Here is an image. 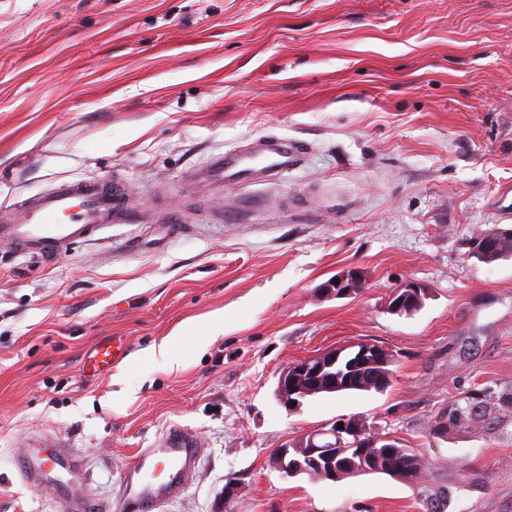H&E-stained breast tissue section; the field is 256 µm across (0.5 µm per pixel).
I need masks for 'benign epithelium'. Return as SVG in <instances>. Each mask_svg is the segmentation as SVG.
<instances>
[{
	"mask_svg": "<svg viewBox=\"0 0 512 512\" xmlns=\"http://www.w3.org/2000/svg\"><path fill=\"white\" fill-rule=\"evenodd\" d=\"M339 283L328 281L324 285L326 295L336 298H346L354 295L363 286V280L358 272L352 270L336 275ZM425 288L415 282H408L393 292L389 309L398 311L413 303L423 302ZM345 355L356 356V364L365 367L370 361L378 358L381 351L376 344L359 342L307 357L287 368L279 375L275 394L284 406L295 409L302 400L319 392L322 388L336 387V377L332 369L336 361ZM343 428H338V424ZM364 442V429L357 424H350L347 419L332 422L324 427L302 435L301 446L305 447L304 456L308 464L328 469L336 468V449L354 448ZM294 443L287 441L280 445L275 456V467L286 477H294L309 472L305 467L288 468V455Z\"/></svg>",
	"mask_w": 512,
	"mask_h": 512,
	"instance_id": "7a95c632",
	"label": "benign epithelium"
}]
</instances>
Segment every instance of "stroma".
Returning <instances> with one entry per match:
<instances>
[{
	"instance_id": "35a3bbf8",
	"label": "stroma",
	"mask_w": 512,
	"mask_h": 512,
	"mask_svg": "<svg viewBox=\"0 0 512 512\" xmlns=\"http://www.w3.org/2000/svg\"><path fill=\"white\" fill-rule=\"evenodd\" d=\"M302 144L282 176L216 186L213 157ZM259 165L258 156L249 158ZM120 180L137 214L52 264L0 244V512H62L19 457L50 435L80 461L91 512H120L122 473L170 429L203 452L151 512H423L382 474L283 476L275 450L357 415L482 483L448 512H512V443L428 434L459 390L512 381V257L471 256L512 228V0H0V205L61 182ZM359 271L356 295L324 284ZM408 281L422 308L390 313ZM179 337L178 369L153 345ZM128 345L108 376L101 343ZM397 359L384 392L291 410L281 371L331 347Z\"/></svg>"
}]
</instances>
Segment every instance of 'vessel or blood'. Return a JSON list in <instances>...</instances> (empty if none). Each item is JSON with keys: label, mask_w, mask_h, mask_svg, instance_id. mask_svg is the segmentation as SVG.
<instances>
[{"label": "vessel or blood", "mask_w": 512, "mask_h": 512, "mask_svg": "<svg viewBox=\"0 0 512 512\" xmlns=\"http://www.w3.org/2000/svg\"><path fill=\"white\" fill-rule=\"evenodd\" d=\"M265 170L282 175L294 169L300 148L288 140L270 137L261 143ZM215 176L224 182L251 183L253 168L243 155L227 153L211 162ZM23 221L0 212V241L11 244L23 256L45 263L56 261L69 247L88 239L108 224H128L132 218L121 205V194L111 178L84 179L62 183L49 191L30 197ZM201 452L198 435L175 429L154 447L139 449L133 462L124 470L126 506L129 512H143L150 504L179 496L185 489ZM31 487L65 491L64 477L76 468L71 455L45 442L29 448L19 463Z\"/></svg>", "instance_id": "b4317fda"}]
</instances>
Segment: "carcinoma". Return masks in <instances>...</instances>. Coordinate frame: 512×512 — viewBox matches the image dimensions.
Masks as SVG:
<instances>
[{
	"mask_svg": "<svg viewBox=\"0 0 512 512\" xmlns=\"http://www.w3.org/2000/svg\"><path fill=\"white\" fill-rule=\"evenodd\" d=\"M512 257V229H502L498 252L490 253L482 262L491 264ZM396 357L387 352L381 361L351 372L357 384L346 388L348 392H381L391 383ZM493 387L495 402L481 395ZM370 437L375 443L344 452L336 463V478L342 481L366 474H384L403 481L418 490L424 512H447L451 503V487L479 484L477 474L465 461L448 459V484L431 485L435 481L432 464L426 454L410 448L399 439L391 443L377 440L378 427L368 424ZM429 435L448 441L478 438L485 441L508 438L512 441V381L476 383L457 392L448 403L431 418Z\"/></svg>",
	"mask_w": 512,
	"mask_h": 512,
	"instance_id": "carcinoma-1",
	"label": "carcinoma"
}]
</instances>
